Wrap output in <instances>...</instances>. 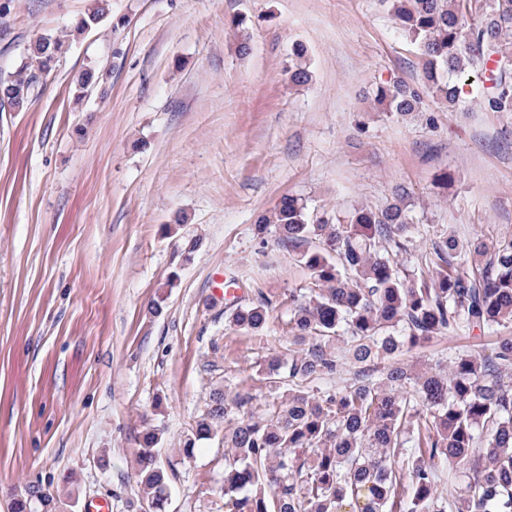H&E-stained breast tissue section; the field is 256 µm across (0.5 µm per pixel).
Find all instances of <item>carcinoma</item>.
<instances>
[{"label": "carcinoma", "instance_id": "1", "mask_svg": "<svg viewBox=\"0 0 512 512\" xmlns=\"http://www.w3.org/2000/svg\"><path fill=\"white\" fill-rule=\"evenodd\" d=\"M398 29L420 51L426 90L451 109L470 85V66L493 112H512V0H386ZM112 22L109 0L76 24L85 32ZM65 40L41 35L0 101L21 109L34 96L37 73L48 72ZM289 81L306 85L304 49L294 48ZM99 81L93 68L76 79L78 97ZM385 112L419 111L421 93L402 82L376 89ZM413 223L405 192L381 208L352 207L313 217L307 204L283 196L255 224L257 237L274 228L278 241L313 273L302 297L289 295L288 353L264 360L262 379L279 391L263 404L246 390H211L205 411L185 435L181 452L222 436L224 512H512V337L489 354L462 353L444 373L416 371L395 360L403 349L438 336L454 339L475 327L512 324V236L465 243L448 235L409 261ZM271 300L230 311L237 330L263 336ZM389 364L382 370L377 365ZM352 382L333 391L307 382L332 379L343 365ZM158 434L142 435L134 471L140 508L164 512L170 473L158 459ZM462 469L466 487L438 493L446 465ZM56 496L29 485L11 512L54 507Z\"/></svg>", "mask_w": 512, "mask_h": 512}]
</instances>
